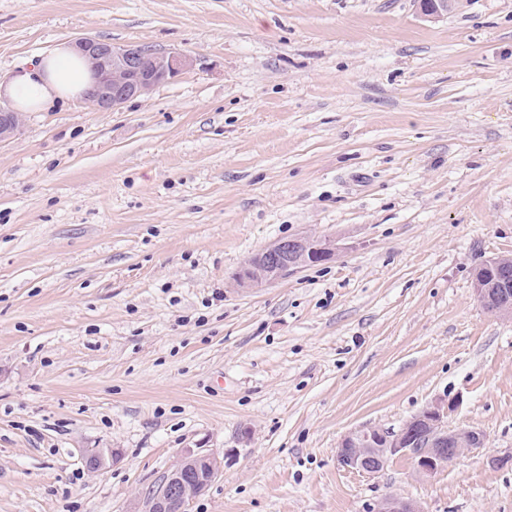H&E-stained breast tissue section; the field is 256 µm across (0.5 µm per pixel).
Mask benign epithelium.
<instances>
[{
    "label": "benign epithelium",
    "instance_id": "obj_1",
    "mask_svg": "<svg viewBox=\"0 0 512 512\" xmlns=\"http://www.w3.org/2000/svg\"><path fill=\"white\" fill-rule=\"evenodd\" d=\"M76 49L93 64L94 78L86 100L101 112L120 108L131 98L149 94L193 66V59L180 52L156 53L138 44L114 46L96 37L73 41ZM20 117L7 105L0 107V139L13 134ZM336 248L327 241L298 236L272 243L262 249L248 271L235 274L237 286L255 288L278 281L295 268L320 263ZM480 304L496 306L501 316L512 317V280H487L475 288ZM453 403L438 401L412 417L401 430L365 428L352 431L341 440L337 459L349 470L377 474L397 455L412 459L416 468L431 476L461 456L476 450L486 437L468 428L448 429V412ZM223 468L216 455L187 449L148 497L143 512H186L189 503L203 492ZM369 512H424L410 498L390 495L374 503Z\"/></svg>",
    "mask_w": 512,
    "mask_h": 512
}]
</instances>
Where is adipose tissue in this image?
I'll list each match as a JSON object with an SVG mask.
<instances>
[{"label":"adipose tissue","instance_id":"ef3b65f1","mask_svg":"<svg viewBox=\"0 0 512 512\" xmlns=\"http://www.w3.org/2000/svg\"><path fill=\"white\" fill-rule=\"evenodd\" d=\"M92 82L86 59L71 45L57 46L30 68L0 78V98L20 112H41L59 99L80 96Z\"/></svg>","mask_w":512,"mask_h":512}]
</instances>
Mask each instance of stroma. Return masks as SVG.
<instances>
[{
	"mask_svg": "<svg viewBox=\"0 0 512 512\" xmlns=\"http://www.w3.org/2000/svg\"><path fill=\"white\" fill-rule=\"evenodd\" d=\"M81 36L194 65L0 141V512H131L199 447L189 512H512V0H0V77ZM300 235L335 257L236 285ZM439 400L484 448L338 463ZM507 274V275H505ZM487 279L502 276L498 280H486L482 285L475 289L476 297L480 304H492L496 306L501 317H512V268L511 263L499 268L498 271H491L484 275ZM507 276V277H504ZM369 512H424V510L413 499L390 495L374 503L369 508Z\"/></svg>",
	"mask_w": 512,
	"mask_h": 512,
	"instance_id": "35a3bbf8",
	"label": "stroma"
}]
</instances>
